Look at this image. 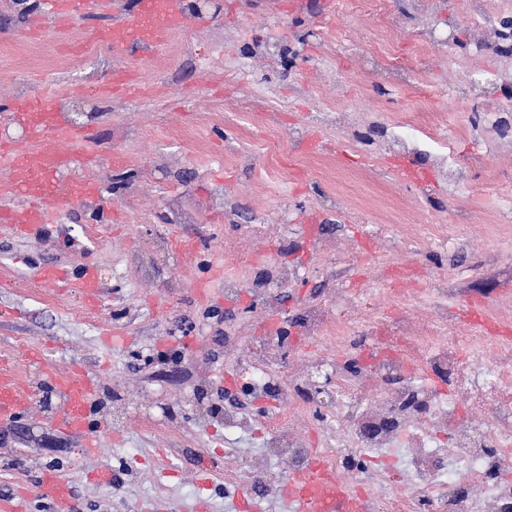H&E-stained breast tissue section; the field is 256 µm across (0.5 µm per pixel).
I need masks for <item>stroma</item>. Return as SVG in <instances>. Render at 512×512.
<instances>
[{"label": "stroma", "instance_id": "35a3bbf8", "mask_svg": "<svg viewBox=\"0 0 512 512\" xmlns=\"http://www.w3.org/2000/svg\"><path fill=\"white\" fill-rule=\"evenodd\" d=\"M43 2L0 0V101L56 97L73 76L134 66L150 70L164 94L62 105L70 124L90 131L85 163L62 177L96 184L97 197L63 202L53 240H22L0 227V362L35 392L32 412L0 421V497L24 489L28 512H52L41 483L52 469L69 485L70 512H156L163 499L179 512L199 498L209 512H232L224 465L261 452L260 429L276 403L218 377L219 369L242 368L228 336L294 339L301 304L328 291L337 249L385 254L376 225L446 224L457 248L406 257L416 289L428 295L437 276L449 274L462 290L449 305L483 301L512 325V197L499 194L512 187V133L497 128L500 118L512 121V54L498 49L496 24L512 8L501 0H483L492 22L480 29L465 0H388V29L406 36L400 61L428 82L426 98L374 66L387 57V29L356 15L352 0H333L330 10L326 0H298L285 12L270 0H184L190 23L164 47L142 57L102 45L94 61L62 48L82 44L91 18L14 40ZM429 38L432 52L418 56L416 43ZM347 106L350 124H323L324 113ZM399 112L437 113L453 139L461 190L449 193L425 150L394 145ZM310 130L314 152L280 159L264 149L269 138L292 144ZM116 153L122 163H113ZM402 162L427 173L428 192L399 178ZM340 195L354 214L339 215ZM285 220L305 232L302 247L251 231ZM228 236L235 252L224 250ZM244 257L258 273L274 258L296 270L288 286L274 285L273 308L248 290L225 304L215 274L236 275ZM46 265L92 269L98 303L84 302L76 284L37 280L36 267ZM202 282L211 284V299L198 296ZM34 351L93 375L86 433L56 425L62 401L30 362ZM230 401L251 423L229 436ZM167 422L188 455L168 452L158 430ZM100 465L117 481L90 480L89 469Z\"/></svg>", "mask_w": 512, "mask_h": 512}]
</instances>
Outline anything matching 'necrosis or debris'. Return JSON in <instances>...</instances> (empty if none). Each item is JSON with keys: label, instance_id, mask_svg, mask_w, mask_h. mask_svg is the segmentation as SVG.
Returning <instances> with one entry per match:
<instances>
[{"label": "necrosis or debris", "instance_id": "obj_1", "mask_svg": "<svg viewBox=\"0 0 512 512\" xmlns=\"http://www.w3.org/2000/svg\"><path fill=\"white\" fill-rule=\"evenodd\" d=\"M395 134L427 147L456 184L451 138L425 134L416 113L401 114ZM390 267L385 255L337 253L333 288L355 271L376 282L353 297L372 318L367 334L357 336L344 310L305 305L287 381L277 376L279 339L237 340L251 387L279 406L265 423L267 453L225 470L224 481L262 494L272 459L294 472L319 458L366 499L368 512H512V335L490 317L462 319L444 288L429 303H408L411 291ZM322 373L333 383L327 398L315 389ZM297 414L311 438L289 431Z\"/></svg>", "mask_w": 512, "mask_h": 512}]
</instances>
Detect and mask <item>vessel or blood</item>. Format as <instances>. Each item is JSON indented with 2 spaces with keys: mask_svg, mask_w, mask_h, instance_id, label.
<instances>
[{
  "mask_svg": "<svg viewBox=\"0 0 512 512\" xmlns=\"http://www.w3.org/2000/svg\"><path fill=\"white\" fill-rule=\"evenodd\" d=\"M96 19L86 33V44H109L122 51L153 52L164 46L174 31L183 28L187 16L181 0H135L133 12L118 16L115 0H47L43 11L30 17L15 37L24 41L37 36L46 23L66 30L76 13ZM100 94H137L136 73H108L98 86ZM0 121L28 132L31 145L19 148L10 138H0V165L8 170L0 177V223L23 237H42L52 226L62 199L73 193L92 195L93 186L78 181L58 185L55 177L76 164V149L88 139L85 130L64 124L45 101L18 95L0 106ZM23 196L20 207H8L9 199ZM43 374L61 396L63 409L59 423L77 433L86 427L93 404V379L83 366L61 370L47 366ZM31 408L28 395L18 390L6 373L0 372V420H10ZM43 484L49 492L53 512H69V489L53 471H45ZM237 512H365L361 496L324 468L309 467L281 483L269 501L262 502L244 491H236Z\"/></svg>",
  "mask_w": 512,
  "mask_h": 512,
  "instance_id": "obj_1",
  "label": "vessel or blood"
}]
</instances>
